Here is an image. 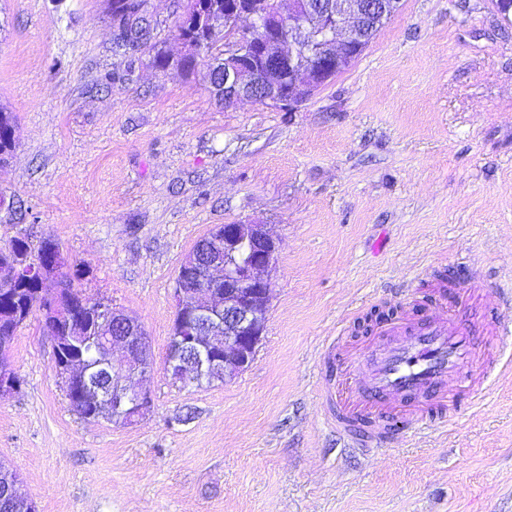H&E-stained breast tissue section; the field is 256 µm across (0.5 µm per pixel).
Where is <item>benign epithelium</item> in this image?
Wrapping results in <instances>:
<instances>
[{"label":"benign epithelium","mask_w":512,"mask_h":512,"mask_svg":"<svg viewBox=\"0 0 512 512\" xmlns=\"http://www.w3.org/2000/svg\"><path fill=\"white\" fill-rule=\"evenodd\" d=\"M400 0H312L307 10L293 11L288 0H276L275 9L261 12L242 0L224 3V17L210 16L209 25L234 33L224 45V59L211 67L214 83L224 88V104L243 100L293 106L300 94L329 81L333 71L347 69L368 47L369 36L397 12ZM222 234L208 236L185 262L187 268L210 280L207 288L175 284L173 299L179 316L172 330V347L165 366L173 381L184 386H210L234 378L252 362L266 330L277 243L267 225L221 224ZM20 234L38 245L23 258L21 267L52 284L70 261L45 247V238L33 228ZM43 309L59 318L57 292L40 293ZM97 330L107 335L102 370L86 375L85 363L61 358L64 343L77 341L75 332L52 334L56 372L64 392L71 377L81 374L82 385L100 417L114 424L132 425L153 406L143 388L153 369L150 345L142 325L108 301L98 309ZM117 347L125 353L124 374L117 376L110 356ZM22 506L17 483L5 484L0 507L18 512Z\"/></svg>","instance_id":"benign-epithelium-1"}]
</instances>
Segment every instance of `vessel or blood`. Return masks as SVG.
<instances>
[{"label":"vessel or blood","mask_w":512,"mask_h":512,"mask_svg":"<svg viewBox=\"0 0 512 512\" xmlns=\"http://www.w3.org/2000/svg\"><path fill=\"white\" fill-rule=\"evenodd\" d=\"M455 286L471 302L490 282L462 265ZM503 331L498 319L464 327L456 309L443 306L421 319L402 310L366 346L330 343L321 355L329 422L367 450L387 439L397 420L413 432L454 423L462 402L476 401L497 365L482 352L479 336L496 345Z\"/></svg>","instance_id":"obj_1"}]
</instances>
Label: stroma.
I'll return each instance as SVG.
<instances>
[{
    "mask_svg": "<svg viewBox=\"0 0 512 512\" xmlns=\"http://www.w3.org/2000/svg\"><path fill=\"white\" fill-rule=\"evenodd\" d=\"M109 0H0V244L58 239L86 295L145 329L151 413L74 414L40 317L10 349L0 462L36 512H512V362L448 428L367 453L320 400L350 312L458 264L512 289V26L490 0H401L348 70L292 107L218 103L202 76L135 56L108 76ZM278 241L253 361L204 388L165 358L184 257L219 224ZM17 125L11 112L0 109V157L11 154L17 145Z\"/></svg>",
    "mask_w": 512,
    "mask_h": 512,
    "instance_id": "35a3bbf8",
    "label": "stroma"
}]
</instances>
